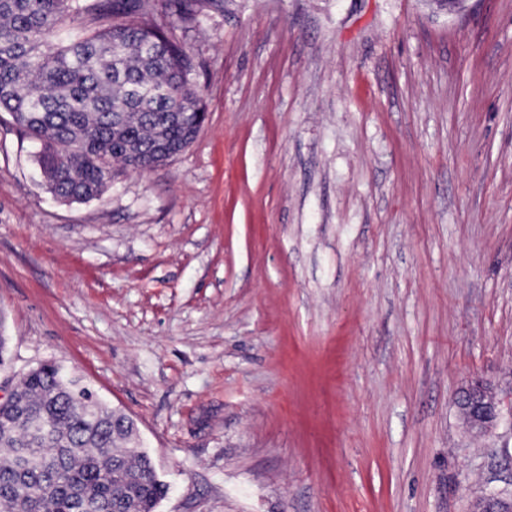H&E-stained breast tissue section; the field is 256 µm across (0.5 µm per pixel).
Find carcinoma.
I'll return each mask as SVG.
<instances>
[{
    "label": "carcinoma",
    "instance_id": "carcinoma-1",
    "mask_svg": "<svg viewBox=\"0 0 512 512\" xmlns=\"http://www.w3.org/2000/svg\"><path fill=\"white\" fill-rule=\"evenodd\" d=\"M219 0H168L183 22ZM155 0H0V112L38 144L47 189L72 201L100 197L114 170L168 136L167 112L205 111L194 63L172 32L141 19ZM120 113L112 127V113ZM56 364L27 372L0 402V512H156L167 493L133 422L85 409Z\"/></svg>",
    "mask_w": 512,
    "mask_h": 512
}]
</instances>
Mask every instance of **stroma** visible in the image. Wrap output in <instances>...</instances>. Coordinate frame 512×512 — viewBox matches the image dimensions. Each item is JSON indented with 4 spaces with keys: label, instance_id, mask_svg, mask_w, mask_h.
<instances>
[{
    "label": "stroma",
    "instance_id": "1",
    "mask_svg": "<svg viewBox=\"0 0 512 512\" xmlns=\"http://www.w3.org/2000/svg\"><path fill=\"white\" fill-rule=\"evenodd\" d=\"M170 28L208 113L66 203L0 112V384L138 424L157 512H476L512 496V0H222ZM458 402L469 430L475 434L489 432L505 417L501 403L492 392L491 384L481 379L471 380L462 391Z\"/></svg>",
    "mask_w": 512,
    "mask_h": 512
}]
</instances>
